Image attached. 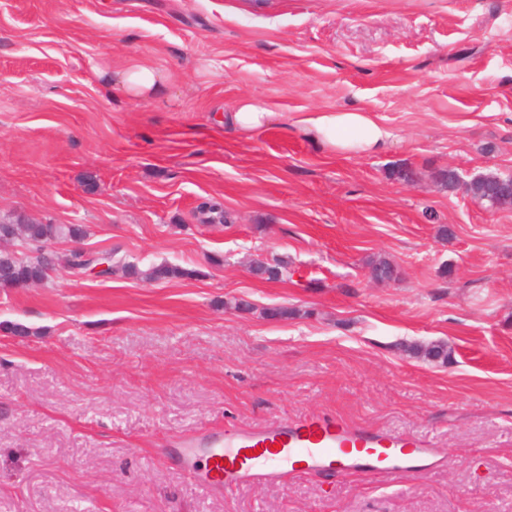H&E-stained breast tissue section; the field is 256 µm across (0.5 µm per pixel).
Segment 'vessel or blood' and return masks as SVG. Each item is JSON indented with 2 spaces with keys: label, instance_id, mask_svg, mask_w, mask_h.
<instances>
[{
  "label": "vessel or blood",
  "instance_id": "vessel-or-blood-1",
  "mask_svg": "<svg viewBox=\"0 0 512 512\" xmlns=\"http://www.w3.org/2000/svg\"><path fill=\"white\" fill-rule=\"evenodd\" d=\"M172 451L186 462L204 457L206 481L227 490L292 473H424L435 457L433 448L417 437L356 427L326 415L203 438L185 436Z\"/></svg>",
  "mask_w": 512,
  "mask_h": 512
}]
</instances>
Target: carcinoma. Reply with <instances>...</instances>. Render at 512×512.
<instances>
[{
    "label": "carcinoma",
    "mask_w": 512,
    "mask_h": 512,
    "mask_svg": "<svg viewBox=\"0 0 512 512\" xmlns=\"http://www.w3.org/2000/svg\"><path fill=\"white\" fill-rule=\"evenodd\" d=\"M500 180L504 181L506 177L495 173L482 175L470 182L467 191L474 199L492 206L511 205L512 198L488 193L489 187ZM13 233L18 234V246L22 247L23 251L17 254L0 252V288H20L36 281L44 283L48 280L49 271L56 267L72 269L78 266L74 254L60 255L50 248V244L54 240L80 239L86 236V230L77 224L24 223L19 220L0 223V235ZM370 270L378 281H392L397 277L396 267L386 260L372 263ZM116 271L124 276H135L149 282L193 275L191 270L167 263L151 265L146 269L123 263L117 265ZM253 273L268 280H281L287 275L288 266L282 261L271 264L258 260L254 262ZM411 350L443 363L448 361L450 356L448 348L443 344L425 348L413 346Z\"/></svg>",
    "instance_id": "1"
}]
</instances>
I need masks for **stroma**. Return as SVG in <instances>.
<instances>
[{
  "mask_svg": "<svg viewBox=\"0 0 512 512\" xmlns=\"http://www.w3.org/2000/svg\"><path fill=\"white\" fill-rule=\"evenodd\" d=\"M132 60L162 88L128 96ZM244 95L278 123L226 128ZM351 107L385 149L289 124ZM446 168L512 175V0H0V219L192 272L0 288V512H512V206ZM382 258L396 280L371 279ZM323 414L437 464L224 491L161 450ZM507 176H501L499 174L491 173L479 176L475 180H472L467 187L469 194L480 202H487L491 206H502L511 205L512 198L506 196L492 195L488 193L489 187L498 182L499 180L506 181Z\"/></svg>",
  "mask_w": 512,
  "mask_h": 512,
  "instance_id": "1",
  "label": "stroma"
}]
</instances>
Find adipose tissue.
Returning <instances> with one entry per match:
<instances>
[{
    "mask_svg": "<svg viewBox=\"0 0 512 512\" xmlns=\"http://www.w3.org/2000/svg\"><path fill=\"white\" fill-rule=\"evenodd\" d=\"M277 118L263 102L241 97L234 112L225 121L241 134H250L270 127ZM295 127L304 135L321 143L332 152L351 155L367 153L383 147L390 134L364 109L315 110L297 116Z\"/></svg>",
    "mask_w": 512,
    "mask_h": 512,
    "instance_id": "1",
    "label": "adipose tissue"
}]
</instances>
